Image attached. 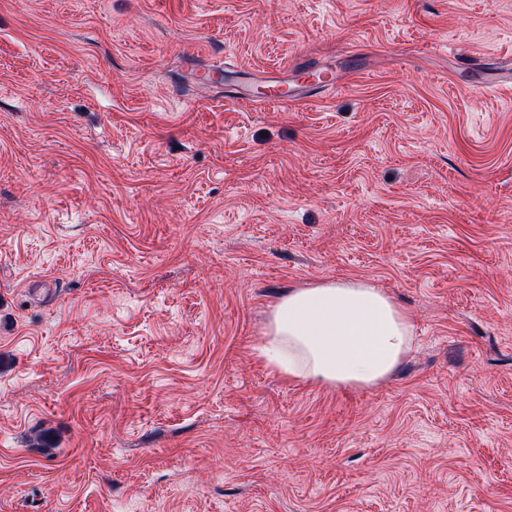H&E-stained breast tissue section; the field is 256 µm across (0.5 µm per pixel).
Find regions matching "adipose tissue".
I'll list each match as a JSON object with an SVG mask.
<instances>
[{
  "mask_svg": "<svg viewBox=\"0 0 512 512\" xmlns=\"http://www.w3.org/2000/svg\"><path fill=\"white\" fill-rule=\"evenodd\" d=\"M414 339L409 314L370 282H321L278 301L258 355L293 380L370 387L399 366Z\"/></svg>",
  "mask_w": 512,
  "mask_h": 512,
  "instance_id": "adipose-tissue-1",
  "label": "adipose tissue"
}]
</instances>
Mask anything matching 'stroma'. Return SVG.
Segmentation results:
<instances>
[{"label":"stroma","mask_w":512,"mask_h":512,"mask_svg":"<svg viewBox=\"0 0 512 512\" xmlns=\"http://www.w3.org/2000/svg\"><path fill=\"white\" fill-rule=\"evenodd\" d=\"M508 53L512 0H0V512H512ZM349 280L398 368L270 371L273 306ZM502 72L497 77L483 78L470 85L472 91L485 92L500 89L504 86L512 87V58H507ZM314 77L316 79L319 92L335 90L340 84V75L335 69L328 65L311 68H296V64L289 67H283L277 74L269 76L265 80V96L261 97L258 102L263 105H288L300 101L311 100L313 95L308 94L307 85L302 82H294L291 78L294 75L305 71H316Z\"/></svg>","instance_id":"1"}]
</instances>
